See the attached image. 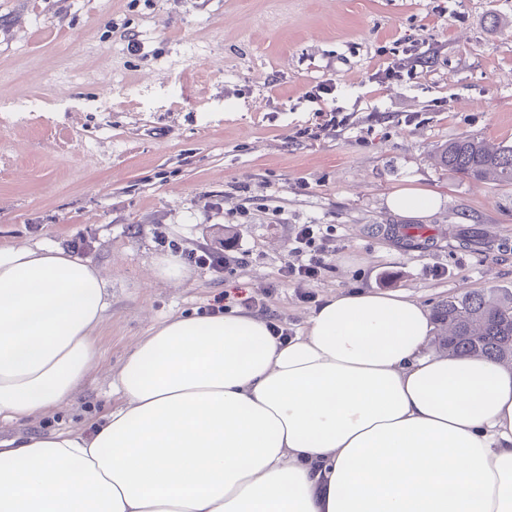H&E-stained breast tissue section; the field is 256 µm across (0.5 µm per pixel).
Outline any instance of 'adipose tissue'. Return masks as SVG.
Masks as SVG:
<instances>
[{
    "label": "adipose tissue",
    "mask_w": 512,
    "mask_h": 512,
    "mask_svg": "<svg viewBox=\"0 0 512 512\" xmlns=\"http://www.w3.org/2000/svg\"><path fill=\"white\" fill-rule=\"evenodd\" d=\"M109 287L60 246L0 245V424L75 400ZM434 335L405 291L329 295L283 340L234 309L160 322L91 435L0 440V512H512V365Z\"/></svg>",
    "instance_id": "adipose-tissue-1"
}]
</instances>
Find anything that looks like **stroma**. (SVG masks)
I'll return each mask as SVG.
<instances>
[{"mask_svg": "<svg viewBox=\"0 0 512 512\" xmlns=\"http://www.w3.org/2000/svg\"><path fill=\"white\" fill-rule=\"evenodd\" d=\"M326 80L348 121L313 137L307 93ZM464 136L512 144V0H0V244L74 246L112 301L75 405L0 439L90 433L116 402L112 369L173 315L252 297L294 335L342 291L431 308L512 292L497 245L512 184L436 160ZM406 188L443 203L401 218L387 199ZM296 224L334 227L328 268L300 286L279 275ZM409 229L427 248L406 246ZM230 237L246 266L194 264ZM167 252L184 281L151 278Z\"/></svg>", "mask_w": 512, "mask_h": 512, "instance_id": "35a3bbf8", "label": "stroma"}]
</instances>
